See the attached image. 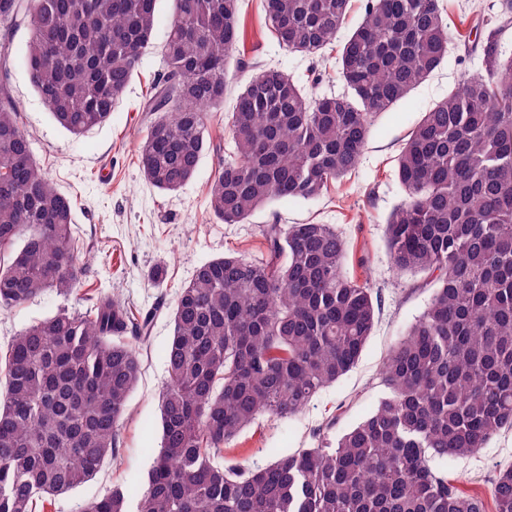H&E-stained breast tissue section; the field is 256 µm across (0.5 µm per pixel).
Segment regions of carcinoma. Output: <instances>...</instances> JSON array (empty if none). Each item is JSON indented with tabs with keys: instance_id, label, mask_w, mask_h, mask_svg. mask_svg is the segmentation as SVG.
<instances>
[{
	"instance_id": "1",
	"label": "carcinoma",
	"mask_w": 512,
	"mask_h": 512,
	"mask_svg": "<svg viewBox=\"0 0 512 512\" xmlns=\"http://www.w3.org/2000/svg\"><path fill=\"white\" fill-rule=\"evenodd\" d=\"M158 0H0V70L12 34L27 33L30 79L54 120L81 136L106 123L153 39ZM240 0H173L163 76L143 100L142 176L176 191L202 157L224 106ZM279 44L323 57L350 0H265ZM484 71L437 102L397 159L404 201L390 214L393 267L422 277L430 301L383 364L386 394L351 430L266 466L220 462L262 416L288 419L359 360L379 310L369 280L343 272L347 244L331 224H266L265 251L199 266L169 311L161 448L139 512H486L438 462L471 455L512 429V58L498 41L512 0L484 24ZM439 0H365L337 55L350 93L310 96L262 69L237 94L232 150L209 186L212 214L247 219L282 197L316 199L358 167L374 119L448 55ZM0 84V310L85 272L72 245L71 199L51 183ZM139 319L108 292L11 341L0 389V512H38L91 481L115 448L140 373ZM512 512V466L493 486ZM83 512H126L115 489Z\"/></svg>"
}]
</instances>
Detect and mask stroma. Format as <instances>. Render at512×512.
Segmentation results:
<instances>
[{
	"mask_svg": "<svg viewBox=\"0 0 512 512\" xmlns=\"http://www.w3.org/2000/svg\"><path fill=\"white\" fill-rule=\"evenodd\" d=\"M494 0H441L452 40L448 55L433 74L371 128L358 168L333 182L317 199L279 198L257 209L239 224H225L209 210L207 193L218 156L206 153L194 177L182 188L164 192L149 185L138 164L145 134L139 107L161 71V48L172 12V0H159L155 35L144 52L124 96L102 126L74 136L51 117L33 88L24 61L25 30L13 35L15 60L7 76L10 94L20 109L36 159L48 178L71 198L72 243L88 262L90 276L72 292L38 295L19 308L0 313V351L22 329L59 310H85L98 289L118 296L141 316L154 311L149 334L139 347L141 374L118 434L116 449L97 476L56 496L46 512H82L85 503L113 489L123 491L127 512H138L148 471L161 443L159 393L165 385L167 346L173 325L168 309L198 266L225 255L257 256L263 250L260 229L282 224H332L348 244L345 272L369 277L380 305L373 332L356 365L336 384L320 391L297 415L281 420L260 416L225 448V459L264 465L320 437H335L366 419L385 394L382 366L391 347L427 306L431 292L417 277L393 270L385 241V222L404 198L397 176V157L424 112L447 96L481 66V43L470 29L481 26ZM264 0H243L240 53L246 62L237 72L215 113L209 133L222 150H230L225 112L253 67L277 68L318 95H341L346 88L335 61H323L282 49L271 32ZM165 269L162 285L150 279ZM512 465V429L498 431L486 448L451 458L443 467L462 491L491 501L499 469Z\"/></svg>",
	"mask_w": 512,
	"mask_h": 512,
	"instance_id": "1",
	"label": "stroma"
}]
</instances>
